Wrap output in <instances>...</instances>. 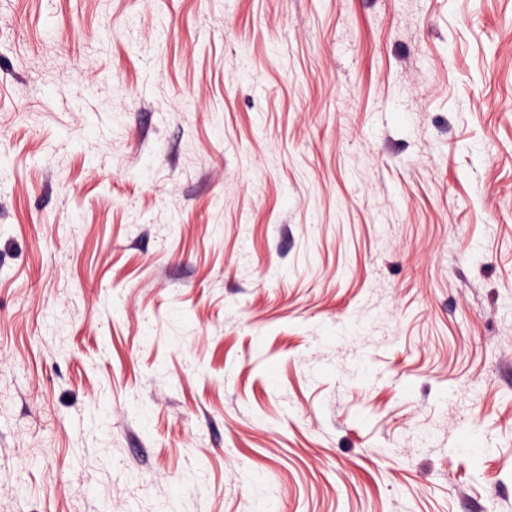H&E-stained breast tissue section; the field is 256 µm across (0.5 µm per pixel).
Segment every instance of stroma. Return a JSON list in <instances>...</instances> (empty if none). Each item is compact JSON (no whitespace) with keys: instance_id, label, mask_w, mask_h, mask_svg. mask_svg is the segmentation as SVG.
<instances>
[{"instance_id":"obj_1","label":"stroma","mask_w":512,"mask_h":512,"mask_svg":"<svg viewBox=\"0 0 512 512\" xmlns=\"http://www.w3.org/2000/svg\"><path fill=\"white\" fill-rule=\"evenodd\" d=\"M0 512H512V0H0Z\"/></svg>"}]
</instances>
